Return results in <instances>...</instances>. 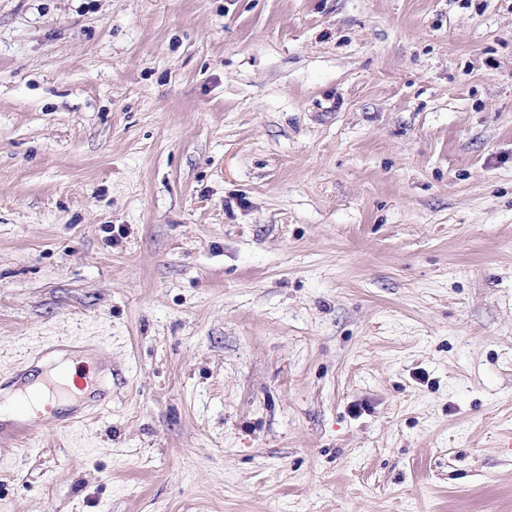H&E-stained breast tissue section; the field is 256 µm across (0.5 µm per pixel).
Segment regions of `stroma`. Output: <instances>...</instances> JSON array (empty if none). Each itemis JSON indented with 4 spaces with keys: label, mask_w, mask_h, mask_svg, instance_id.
I'll use <instances>...</instances> for the list:
<instances>
[{
    "label": "stroma",
    "mask_w": 512,
    "mask_h": 512,
    "mask_svg": "<svg viewBox=\"0 0 512 512\" xmlns=\"http://www.w3.org/2000/svg\"><path fill=\"white\" fill-rule=\"evenodd\" d=\"M0 512H512V0H0ZM95 380L91 377H83L76 382V387L84 392L83 395H74L67 386H63L48 378L45 380V390L41 395L40 402L44 412L57 423L61 429H72L79 426L85 419V398L94 394ZM60 402H73L74 410L67 416H60L57 412V404Z\"/></svg>",
    "instance_id": "stroma-1"
}]
</instances>
